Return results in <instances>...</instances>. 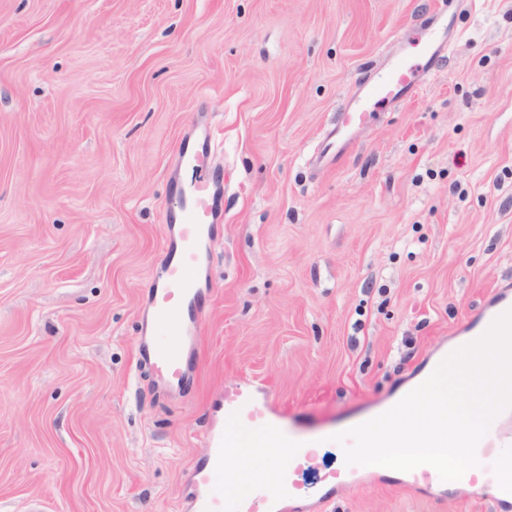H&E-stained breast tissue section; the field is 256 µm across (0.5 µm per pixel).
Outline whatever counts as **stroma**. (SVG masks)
Returning <instances> with one entry per match:
<instances>
[{"label": "stroma", "mask_w": 512, "mask_h": 512, "mask_svg": "<svg viewBox=\"0 0 512 512\" xmlns=\"http://www.w3.org/2000/svg\"><path fill=\"white\" fill-rule=\"evenodd\" d=\"M447 45L434 63L429 38ZM333 168L315 154L366 77ZM224 195L195 368L138 364L198 110ZM512 289V0H0V512H184L210 402L289 419L390 399ZM313 512H512L378 475ZM418 77L416 69H407L399 63L382 80L370 85L364 96V103L368 104L377 94L389 102L399 101L417 83Z\"/></svg>", "instance_id": "1"}]
</instances>
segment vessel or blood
<instances>
[{"mask_svg": "<svg viewBox=\"0 0 512 512\" xmlns=\"http://www.w3.org/2000/svg\"><path fill=\"white\" fill-rule=\"evenodd\" d=\"M417 70L395 66L382 80L372 83L368 96L379 95L395 102L417 83ZM215 142V131L206 117H199L197 132L180 146L178 174H190L181 183L177 208L167 212L165 262L158 286L150 292L145 306L146 326L139 342V356L149 368L158 390L177 391L190 372V362L198 349L201 318L209 291L203 281L207 274L205 259L220 222L215 203L224 191L222 175L208 165L207 159ZM212 422L206 450L187 477L189 512H299L303 486L296 473L311 462L313 441L303 429L292 428L288 418L272 403L263 387L241 384L225 390L213 403ZM235 422L247 426L255 434L266 437L272 456L279 463L273 475H253L245 494L228 492L231 466L224 459V425ZM512 448L494 444L479 451L478 469L493 477ZM360 466H343L324 477L322 497H335L339 490L366 481ZM404 487H426L430 497L442 501L448 487L432 468H416L404 472Z\"/></svg>", "mask_w": 512, "mask_h": 512, "instance_id": "b4317fda", "label": "vessel or blood"}]
</instances>
